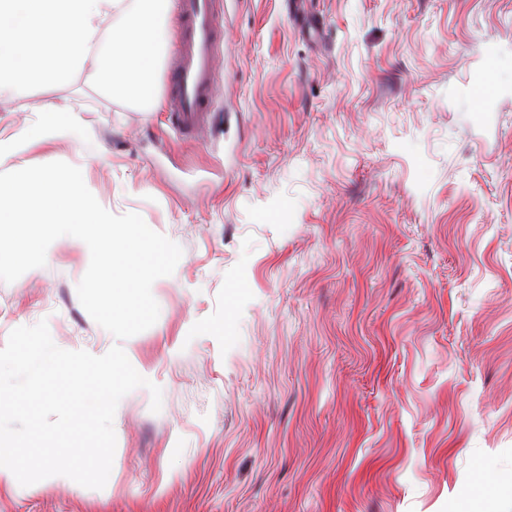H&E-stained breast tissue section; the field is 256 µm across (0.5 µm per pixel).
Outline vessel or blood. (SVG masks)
I'll return each mask as SVG.
<instances>
[{"label":"vessel or blood","instance_id":"obj_1","mask_svg":"<svg viewBox=\"0 0 512 512\" xmlns=\"http://www.w3.org/2000/svg\"><path fill=\"white\" fill-rule=\"evenodd\" d=\"M183 21L169 95L178 125L195 129L214 96V58L222 19L214 0H179Z\"/></svg>","mask_w":512,"mask_h":512}]
</instances>
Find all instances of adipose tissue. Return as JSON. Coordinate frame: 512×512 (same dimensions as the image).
<instances>
[{
  "mask_svg": "<svg viewBox=\"0 0 512 512\" xmlns=\"http://www.w3.org/2000/svg\"><path fill=\"white\" fill-rule=\"evenodd\" d=\"M172 0H0V97L77 77L102 94L137 107L160 104L157 71L171 34ZM39 125L24 128L9 148L64 137L77 110L36 101Z\"/></svg>",
  "mask_w": 512,
  "mask_h": 512,
  "instance_id": "1",
  "label": "adipose tissue"
}]
</instances>
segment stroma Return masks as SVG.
Here are the masks:
<instances>
[{
    "label": "stroma",
    "instance_id": "1",
    "mask_svg": "<svg viewBox=\"0 0 512 512\" xmlns=\"http://www.w3.org/2000/svg\"><path fill=\"white\" fill-rule=\"evenodd\" d=\"M216 109L192 133L82 82L36 98L114 214L183 249L123 341L74 237L0 282V348L47 321L162 390L116 409L104 488L0 486V512H512V0H215Z\"/></svg>",
    "mask_w": 512,
    "mask_h": 512
}]
</instances>
